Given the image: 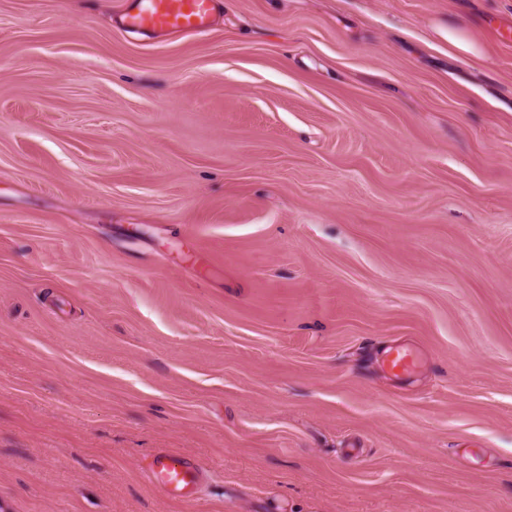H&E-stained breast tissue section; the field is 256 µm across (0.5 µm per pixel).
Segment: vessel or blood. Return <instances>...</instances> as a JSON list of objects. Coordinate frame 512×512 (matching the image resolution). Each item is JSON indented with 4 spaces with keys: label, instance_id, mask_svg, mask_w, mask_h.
<instances>
[{
    "label": "vessel or blood",
    "instance_id": "1",
    "mask_svg": "<svg viewBox=\"0 0 512 512\" xmlns=\"http://www.w3.org/2000/svg\"><path fill=\"white\" fill-rule=\"evenodd\" d=\"M214 0H129L124 15L127 26L156 34L197 33L209 23ZM147 469L159 490L167 497L192 500L200 469L176 453L153 455Z\"/></svg>",
    "mask_w": 512,
    "mask_h": 512
}]
</instances>
